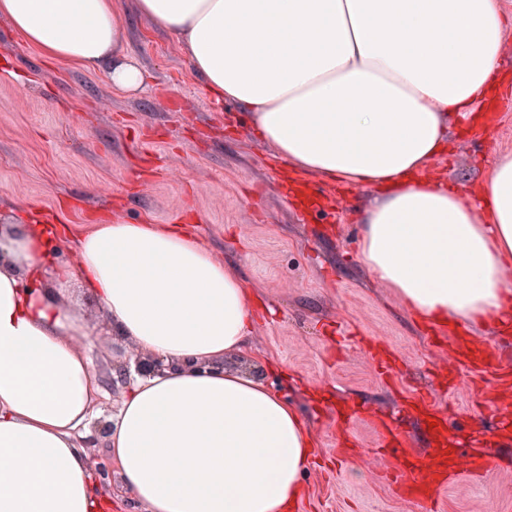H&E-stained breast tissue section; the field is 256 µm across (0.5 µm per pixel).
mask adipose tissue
<instances>
[{
  "label": "adipose tissue",
  "mask_w": 512,
  "mask_h": 512,
  "mask_svg": "<svg viewBox=\"0 0 512 512\" xmlns=\"http://www.w3.org/2000/svg\"><path fill=\"white\" fill-rule=\"evenodd\" d=\"M183 42L216 96L249 108L291 168L379 196L360 256L423 319L512 321V153L476 198L419 173L448 150L445 121H474L505 84L500 0H137ZM0 17L53 62L108 64L114 87L144 86L121 53L114 0H0ZM58 227L0 225V512H110L78 436L99 391L79 341L91 298L113 333L169 363L135 377L111 421L109 459L143 512H292L315 454L304 423L265 384L218 363L254 315L235 268L181 224H97L79 262L55 257Z\"/></svg>",
  "instance_id": "ef3b65f1"
}]
</instances>
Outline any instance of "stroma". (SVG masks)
<instances>
[{"mask_svg":"<svg viewBox=\"0 0 512 512\" xmlns=\"http://www.w3.org/2000/svg\"><path fill=\"white\" fill-rule=\"evenodd\" d=\"M124 47L147 87H113L106 69L52 62L0 17V216L30 213L77 237L95 224H182L220 263L234 264L255 316L244 348L224 366L264 382L301 415L316 454L295 512H420L398 497L380 470L386 459L369 419L342 421L338 404L365 402L399 417L423 390L446 413L460 476L438 512H512V464L464 475L465 452L493 419L481 379L449 344L377 281L359 254L369 186H345L296 172L254 132L250 111L211 94L184 43L117 0ZM475 138L447 122L451 149L421 172L471 195L494 155L512 153V91L481 107ZM308 182L316 207L283 187ZM80 311L102 396L101 421L118 413L113 386L133 347L115 336L90 300Z\"/></svg>","mask_w":512,"mask_h":512,"instance_id":"stroma-1","label":"stroma"}]
</instances>
